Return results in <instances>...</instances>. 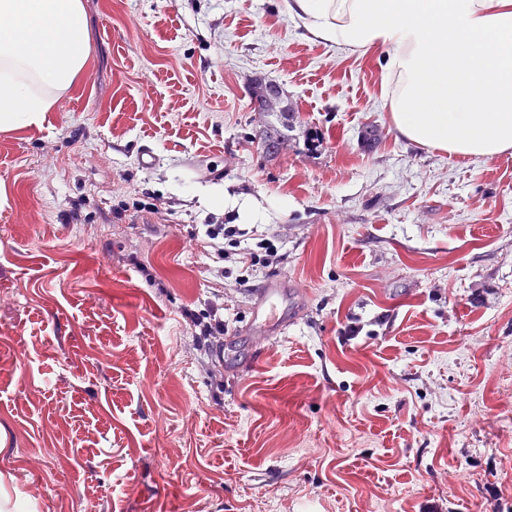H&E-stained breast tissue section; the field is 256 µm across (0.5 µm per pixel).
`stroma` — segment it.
<instances>
[{"label":"stroma","instance_id":"stroma-1","mask_svg":"<svg viewBox=\"0 0 512 512\" xmlns=\"http://www.w3.org/2000/svg\"><path fill=\"white\" fill-rule=\"evenodd\" d=\"M83 3L84 71L0 130V512H512V151L402 139L382 53L283 0ZM206 224L284 259L214 278ZM259 300L252 309L251 324L261 330L273 328L277 332L288 330V321L277 316L278 308L285 302V286L280 280L269 282L259 292ZM219 310H224V293L217 291L213 293V299L210 302V320L201 328V333L204 336H224V319L218 318ZM213 317V319H212Z\"/></svg>","mask_w":512,"mask_h":512}]
</instances>
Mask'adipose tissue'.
I'll return each mask as SVG.
<instances>
[{
    "instance_id": "ef3b65f1",
    "label": "adipose tissue",
    "mask_w": 512,
    "mask_h": 512,
    "mask_svg": "<svg viewBox=\"0 0 512 512\" xmlns=\"http://www.w3.org/2000/svg\"><path fill=\"white\" fill-rule=\"evenodd\" d=\"M320 41L385 51L397 133L485 158L512 151V0H288ZM0 129L35 125L88 57L82 0H0Z\"/></svg>"
}]
</instances>
